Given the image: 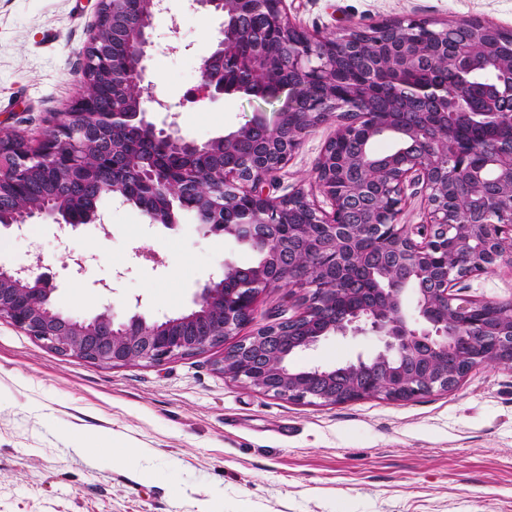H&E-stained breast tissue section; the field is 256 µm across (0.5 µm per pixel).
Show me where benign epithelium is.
<instances>
[{"instance_id": "7a95c632", "label": "benign epithelium", "mask_w": 512, "mask_h": 512, "mask_svg": "<svg viewBox=\"0 0 512 512\" xmlns=\"http://www.w3.org/2000/svg\"><path fill=\"white\" fill-rule=\"evenodd\" d=\"M265 5V23L249 14ZM193 10L222 17L201 66L202 98L245 95L272 101L284 93L283 73L311 81L320 93L291 94L273 119L260 112L249 124L198 142L176 120L158 130L156 112L171 105L145 87L154 19L164 0H142V12L124 29L125 56L94 48L101 73L134 98L101 110L78 90L64 120L37 147L48 168L59 163L78 179L88 173L87 152L132 123L180 153L215 156L209 184L186 174L176 181L154 168L141 172V199L125 196L103 169L99 195L140 209L152 224L172 229L190 213L204 237L224 235L248 246L256 262L230 261L197 292L179 316H119L107 307L73 319L53 304L54 277L41 260L0 266V318L9 319L50 349L85 361L157 363L224 345L257 321V300L269 288L303 290L302 311L254 329L224 350V376L264 394L308 404H340L383 396L409 400L448 391L476 365H512V302L481 301L455 290L463 279L512 265V52L498 49L502 30L480 22L433 26L410 18L313 35L294 23L284 0H189ZM285 48L272 62L264 46ZM453 44L447 79L419 76L436 52ZM361 62L359 77L336 88L344 55ZM487 82L475 104L463 75ZM336 119L313 185L330 205L309 194L273 196L275 173L317 125ZM509 131L487 143L461 139L458 119ZM391 135L397 148L379 157L369 145ZM32 161L27 143L0 129V200L18 189ZM418 185L428 222L402 223L405 185ZM39 218L65 233L82 224L106 228L96 205L73 216L56 205L0 206V231L18 233ZM370 336L376 352L334 367H296L292 358L329 335Z\"/></svg>"}]
</instances>
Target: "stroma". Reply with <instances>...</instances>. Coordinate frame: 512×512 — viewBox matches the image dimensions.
Wrapping results in <instances>:
<instances>
[{
  "mask_svg": "<svg viewBox=\"0 0 512 512\" xmlns=\"http://www.w3.org/2000/svg\"><path fill=\"white\" fill-rule=\"evenodd\" d=\"M98 0H0V127L38 146L70 109L97 22ZM154 20L148 82L199 141L239 129L277 103L196 99L218 16L167 0ZM313 34L402 17L481 21L512 31V0H285ZM178 35H171V21ZM335 122L314 128L275 174L281 196L309 188ZM103 225L59 240L31 221L28 238L0 236V265L42 261L55 307L74 318L140 305L161 319L187 310L223 261L254 253L176 230L102 198ZM155 254L161 267L141 259ZM89 256L73 278L68 253ZM462 293L512 301V267L470 278ZM367 336H331L299 367L374 353ZM215 347L161 363L101 365L58 354L0 318V512H512V366H480L450 391L406 401L307 404L226 378ZM120 447L104 462L100 449Z\"/></svg>",
  "mask_w": 512,
  "mask_h": 512,
  "instance_id": "1",
  "label": "stroma"
}]
</instances>
